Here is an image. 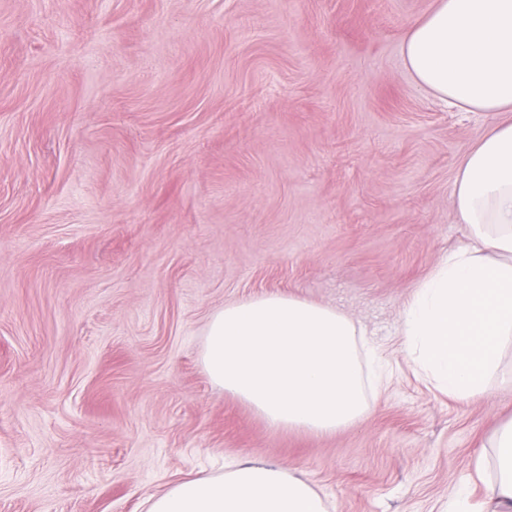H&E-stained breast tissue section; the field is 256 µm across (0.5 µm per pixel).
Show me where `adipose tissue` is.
<instances>
[{
  "instance_id": "adipose-tissue-1",
  "label": "adipose tissue",
  "mask_w": 512,
  "mask_h": 512,
  "mask_svg": "<svg viewBox=\"0 0 512 512\" xmlns=\"http://www.w3.org/2000/svg\"><path fill=\"white\" fill-rule=\"evenodd\" d=\"M416 84L463 112L512 113V0H434L402 43ZM454 208L467 240L442 255L404 304L403 349L456 400L483 394L512 341V120L463 158ZM363 331L345 312L285 294L249 298L215 311L201 365L216 387L276 429L332 434L364 421L368 390ZM493 497L512 512V420L494 436ZM145 512H335L306 480L268 460H241L218 475L170 485Z\"/></svg>"
}]
</instances>
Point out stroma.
I'll return each instance as SVG.
<instances>
[{
  "instance_id": "35a3bbf8",
  "label": "stroma",
  "mask_w": 512,
  "mask_h": 512,
  "mask_svg": "<svg viewBox=\"0 0 512 512\" xmlns=\"http://www.w3.org/2000/svg\"><path fill=\"white\" fill-rule=\"evenodd\" d=\"M434 0H0V512H142L228 458L270 460L337 512H444L512 418L459 401L398 330L466 239L461 112L403 65ZM344 310L388 363L330 436L268 426L200 355L224 305Z\"/></svg>"
}]
</instances>
